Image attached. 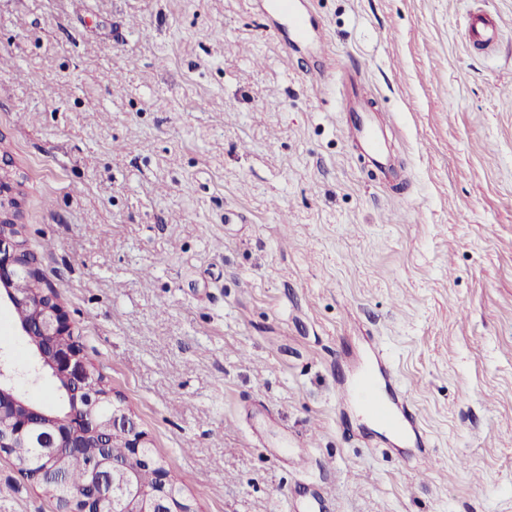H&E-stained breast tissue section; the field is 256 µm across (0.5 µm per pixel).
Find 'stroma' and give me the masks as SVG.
<instances>
[{"label": "stroma", "instance_id": "35a3bbf8", "mask_svg": "<svg viewBox=\"0 0 512 512\" xmlns=\"http://www.w3.org/2000/svg\"><path fill=\"white\" fill-rule=\"evenodd\" d=\"M306 2L325 53L289 59L259 0H0L25 245L199 512H512V0ZM380 351L426 444L350 399ZM0 512L57 507L0 456ZM500 37L501 27L497 20L491 18L483 11L472 14L470 24L465 33L468 43L490 47L498 43ZM366 114L363 120L359 118L356 130L363 143L365 155L374 166H380L385 156L384 136L371 123L370 112Z\"/></svg>", "mask_w": 512, "mask_h": 512}]
</instances>
